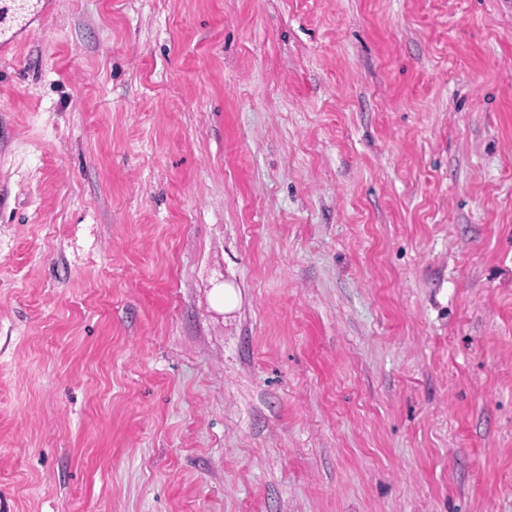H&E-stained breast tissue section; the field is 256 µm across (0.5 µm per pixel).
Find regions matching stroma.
Here are the masks:
<instances>
[{
	"label": "stroma",
	"mask_w": 512,
	"mask_h": 512,
	"mask_svg": "<svg viewBox=\"0 0 512 512\" xmlns=\"http://www.w3.org/2000/svg\"><path fill=\"white\" fill-rule=\"evenodd\" d=\"M0 512H512V0L1 21Z\"/></svg>",
	"instance_id": "obj_1"
}]
</instances>
